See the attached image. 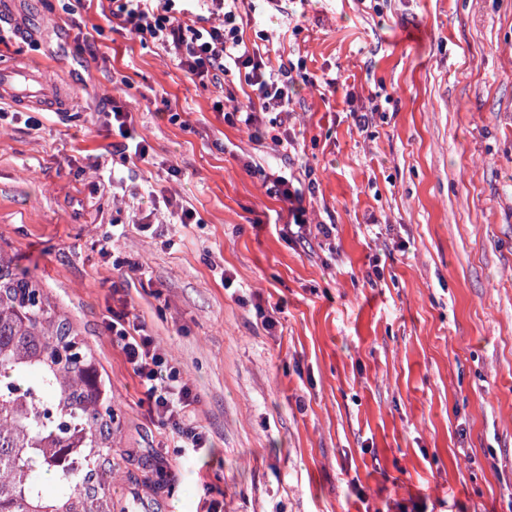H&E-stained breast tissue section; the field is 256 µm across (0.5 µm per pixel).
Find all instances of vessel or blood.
Instances as JSON below:
<instances>
[{"instance_id": "obj_1", "label": "vessel or blood", "mask_w": 512, "mask_h": 512, "mask_svg": "<svg viewBox=\"0 0 512 512\" xmlns=\"http://www.w3.org/2000/svg\"><path fill=\"white\" fill-rule=\"evenodd\" d=\"M0 101L16 106H36L65 113L67 101L54 95L48 87L42 67H17L0 72Z\"/></svg>"}]
</instances>
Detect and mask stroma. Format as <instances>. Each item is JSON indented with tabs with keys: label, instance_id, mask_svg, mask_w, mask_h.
I'll list each match as a JSON object with an SVG mask.
<instances>
[{
	"label": "stroma",
	"instance_id": "stroma-1",
	"mask_svg": "<svg viewBox=\"0 0 512 512\" xmlns=\"http://www.w3.org/2000/svg\"><path fill=\"white\" fill-rule=\"evenodd\" d=\"M0 5V67L72 101L0 107V248L112 383L118 507L512 512V0H242L244 40L303 66L292 120L259 115L289 155L225 121L244 80L200 81L112 0ZM115 104L147 158L101 127ZM257 165L309 172L307 227ZM122 302L198 394L200 454L146 418L106 328Z\"/></svg>",
	"mask_w": 512,
	"mask_h": 512
}]
</instances>
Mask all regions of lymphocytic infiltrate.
<instances>
[{
  "label": "lymphocytic infiltrate",
  "instance_id": "f902f5d3",
  "mask_svg": "<svg viewBox=\"0 0 512 512\" xmlns=\"http://www.w3.org/2000/svg\"><path fill=\"white\" fill-rule=\"evenodd\" d=\"M210 16L216 22L195 27L184 24L182 0H118L114 12L126 29L160 44H173L182 66L195 77L218 80L228 74L243 77L255 100L234 108L232 123L255 127L259 112H286L296 79L292 68H272L258 49L244 41L240 30L243 17L239 0H209ZM120 344L125 361L142 387L150 420L168 428L178 447L196 454L207 444L198 428L189 426L187 417L199 399L183 382L150 336L144 324L130 318L125 309L113 310L107 324Z\"/></svg>",
  "mask_w": 512,
  "mask_h": 512
}]
</instances>
